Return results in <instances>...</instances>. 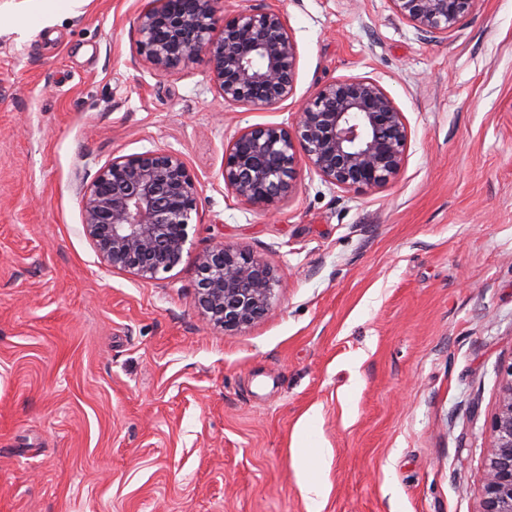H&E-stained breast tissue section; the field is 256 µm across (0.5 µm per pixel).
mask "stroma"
<instances>
[{"mask_svg": "<svg viewBox=\"0 0 512 512\" xmlns=\"http://www.w3.org/2000/svg\"><path fill=\"white\" fill-rule=\"evenodd\" d=\"M147 0L49 22L0 0V512H478L487 421L512 362V0L431 38L390 0H223L288 19L295 91L226 103L204 60L136 55ZM377 80L410 141L391 184L308 165L276 214L224 190V149L317 89ZM184 157L182 261L111 269L81 198L112 158ZM264 259L270 314L234 332L194 305L198 255Z\"/></svg>", "mask_w": 512, "mask_h": 512, "instance_id": "stroma-1", "label": "stroma"}]
</instances>
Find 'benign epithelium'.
<instances>
[{
  "label": "benign epithelium",
  "mask_w": 512,
  "mask_h": 512,
  "mask_svg": "<svg viewBox=\"0 0 512 512\" xmlns=\"http://www.w3.org/2000/svg\"><path fill=\"white\" fill-rule=\"evenodd\" d=\"M417 30L448 35L475 0H390ZM137 56L157 73L206 59L227 103L273 107L295 90L298 47L286 16L272 7L221 16L220 0H149L135 18ZM409 146L403 113L368 77L324 84L289 126L243 129L224 149V190L237 202L271 211L299 186L300 161L345 190L375 189L400 174ZM199 184L183 156L156 149L118 156L100 169L82 197L83 224L98 255L114 270L154 279L176 267L189 241ZM202 316L237 330L271 310L280 281L261 258L217 243L198 256ZM479 512H512V362L501 368Z\"/></svg>",
  "instance_id": "1"
}]
</instances>
